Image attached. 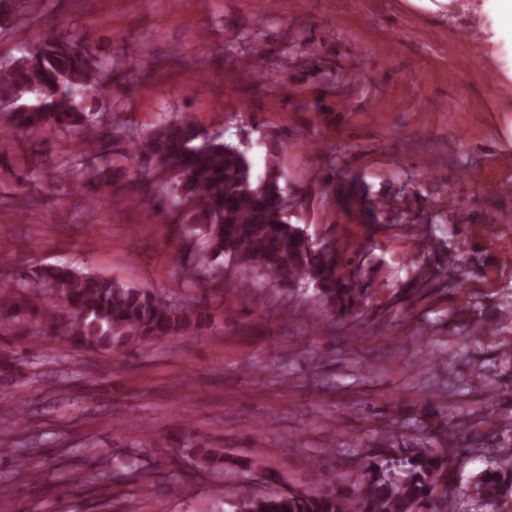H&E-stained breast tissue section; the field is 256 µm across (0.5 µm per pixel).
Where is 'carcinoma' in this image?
<instances>
[{"mask_svg": "<svg viewBox=\"0 0 512 512\" xmlns=\"http://www.w3.org/2000/svg\"><path fill=\"white\" fill-rule=\"evenodd\" d=\"M33 0H0V22L8 23ZM103 62L85 43L63 33L30 49L10 65L0 67V122L45 140L73 134L84 151L62 159L56 171L75 184L93 181L96 193L112 189L115 176L127 171L106 159L100 145L102 114L96 102L112 95L101 78ZM98 93L87 99L83 91ZM283 144L267 148L264 172H252L248 152L240 144L210 135L186 118L169 120L151 132L130 137L124 156L151 185L154 206L172 199L191 204L183 231L202 238L199 254L186 264L193 280L224 285L221 257L234 256L244 271L261 270L286 286L309 282L317 290L327 319L352 320L368 303L361 287V268L351 264L336 246L314 245L303 228L277 218L286 198L279 155ZM47 288L56 301L47 318L52 332L97 351L121 352L190 329L192 314L152 292L104 279L72 266L36 269L29 281L15 285L14 301L0 298V317L39 321L41 310L31 303L30 285ZM198 466L217 469L227 458L217 448L195 449ZM355 466L361 477L342 479L322 490L289 488L271 495H235L234 512H448L449 455L416 450L399 456L397 448H382L376 459ZM490 512L512 498V459H499L471 487Z\"/></svg>", "mask_w": 512, "mask_h": 512, "instance_id": "obj_1", "label": "carcinoma"}]
</instances>
